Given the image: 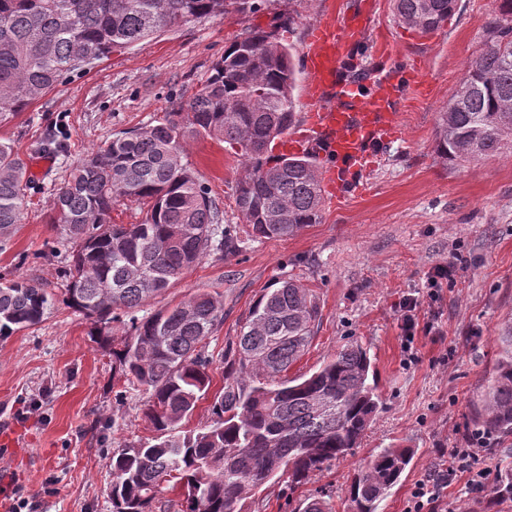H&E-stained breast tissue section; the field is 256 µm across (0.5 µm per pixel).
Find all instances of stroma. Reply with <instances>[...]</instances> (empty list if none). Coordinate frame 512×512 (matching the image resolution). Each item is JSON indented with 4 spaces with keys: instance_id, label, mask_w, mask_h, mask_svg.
<instances>
[{
    "instance_id": "35a3bbf8",
    "label": "stroma",
    "mask_w": 512,
    "mask_h": 512,
    "mask_svg": "<svg viewBox=\"0 0 512 512\" xmlns=\"http://www.w3.org/2000/svg\"><path fill=\"white\" fill-rule=\"evenodd\" d=\"M363 6L369 23L349 57L352 77L379 69L386 52L417 60L429 85L427 95L398 105L402 137L376 147L361 192L325 205L320 223L205 257L151 303L157 310L199 288L221 293L224 323L208 338L218 353L264 289L289 275L311 289L321 312L290 375L314 371L352 340L369 353L382 406L360 446L296 488L264 485L247 500V512H299L312 498L351 512L354 472L389 446L411 449L413 458L378 512H407L416 485L445 470L449 449L465 447L475 429L473 405L512 316V155L450 166L437 158L434 138L438 114L481 47L497 0H458L447 24L428 35L400 23L392 0H263L257 13L193 20L113 52L0 123V140L27 162L47 133L63 142L49 153L23 221L0 252L1 276L57 288L69 249L49 224L48 208L81 157L113 133L188 103L246 28L277 30L300 50L317 22ZM183 162L210 188L225 220L235 221L237 145L191 139ZM448 262L453 279L431 288L433 269ZM410 295L419 301L411 337L402 329ZM93 330L92 321L60 304L40 324L0 341V432L18 435L16 447H0V487L17 490L30 512H112L113 448L153 435L142 419L146 394L114 385L112 355ZM467 481L459 476L442 490L441 512H512L511 498L491 499Z\"/></svg>"
}]
</instances>
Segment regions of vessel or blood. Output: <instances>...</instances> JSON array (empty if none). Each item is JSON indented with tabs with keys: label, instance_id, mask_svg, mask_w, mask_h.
<instances>
[{
	"label": "vessel or blood",
	"instance_id": "vessel-or-blood-1",
	"mask_svg": "<svg viewBox=\"0 0 512 512\" xmlns=\"http://www.w3.org/2000/svg\"><path fill=\"white\" fill-rule=\"evenodd\" d=\"M366 30L367 18L360 13L341 23L320 21L309 30L303 50L308 111L292 134L275 143L278 152L303 151L321 160L322 190L334 198L347 196L354 178L371 170L376 144L398 137L397 100L427 91L422 78L392 71L376 72L367 91L349 80L345 61Z\"/></svg>",
	"mask_w": 512,
	"mask_h": 512
}]
</instances>
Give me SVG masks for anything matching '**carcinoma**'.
Returning a JSON list of instances; mask_svg holds the SVG:
<instances>
[{
	"instance_id": "1",
	"label": "carcinoma",
	"mask_w": 512,
	"mask_h": 512,
	"mask_svg": "<svg viewBox=\"0 0 512 512\" xmlns=\"http://www.w3.org/2000/svg\"><path fill=\"white\" fill-rule=\"evenodd\" d=\"M439 112L436 156L477 166L512 152V0ZM457 0H394L406 26L431 33ZM259 0H0V123L113 52L144 45L191 20L254 13ZM295 48L251 27L224 49L195 97L143 127L122 131L85 156L51 204L52 224L70 248L63 302L98 325L101 343L130 389L148 394L142 419L154 436L112 449V512H244L270 481L291 488L360 443L381 406L368 383L371 360L356 341L310 374L288 377L320 320L309 289L291 277L249 307L220 358L206 339L224 322V300L198 289L172 307L144 310L206 256L241 250L244 238L277 239L320 223L324 198L314 159L271 154L297 121ZM239 146L245 174L235 188L239 223L224 213L182 162L191 138ZM31 179L13 147L0 141V240L21 223ZM119 200L136 202L134 224L111 222ZM56 293L18 277L0 282V340L42 322ZM125 326L122 334L112 323ZM224 386L210 404L213 422L183 421L208 396L216 362ZM475 422L512 436V317L479 393ZM412 460L408 448L376 453L349 487L353 512H377ZM176 500L165 497L166 492ZM491 495L512 497V472Z\"/></svg>"
}]
</instances>
